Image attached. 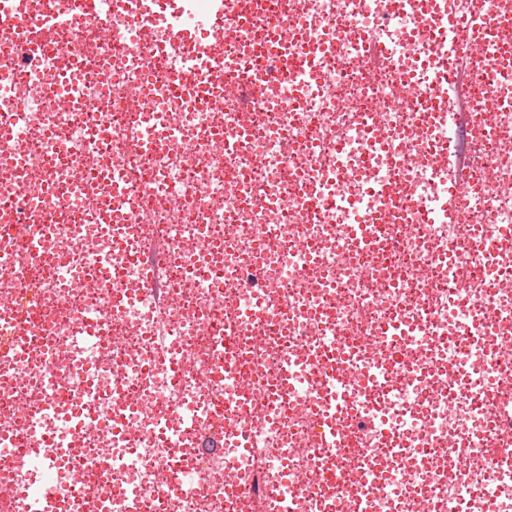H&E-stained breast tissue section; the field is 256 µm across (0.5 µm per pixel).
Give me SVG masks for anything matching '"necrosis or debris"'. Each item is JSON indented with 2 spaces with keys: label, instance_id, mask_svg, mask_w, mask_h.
I'll use <instances>...</instances> for the list:
<instances>
[{
  "label": "necrosis or debris",
  "instance_id": "obj_1",
  "mask_svg": "<svg viewBox=\"0 0 512 512\" xmlns=\"http://www.w3.org/2000/svg\"><path fill=\"white\" fill-rule=\"evenodd\" d=\"M121 2L110 51L94 23L35 61L0 41V445L38 451L0 462V512L51 476L66 512H512V259L486 233L512 229V80L470 87L475 223L446 202L456 96L412 91L470 31L269 0L225 14L214 110L146 70ZM281 39L320 50L291 84Z\"/></svg>",
  "mask_w": 512,
  "mask_h": 512
}]
</instances>
